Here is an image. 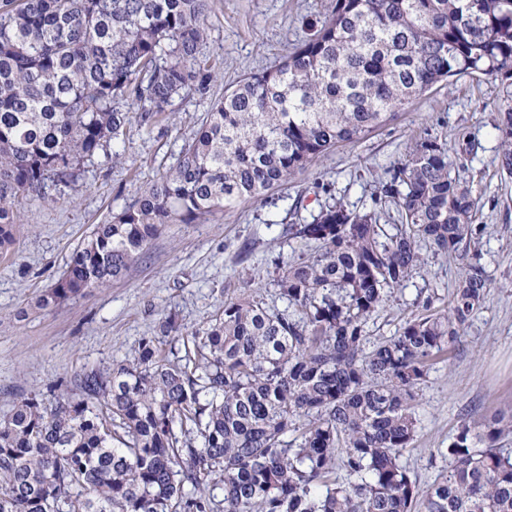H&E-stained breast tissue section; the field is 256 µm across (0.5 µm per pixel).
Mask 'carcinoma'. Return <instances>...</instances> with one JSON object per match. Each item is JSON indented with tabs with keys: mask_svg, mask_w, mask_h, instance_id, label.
<instances>
[{
	"mask_svg": "<svg viewBox=\"0 0 512 512\" xmlns=\"http://www.w3.org/2000/svg\"><path fill=\"white\" fill-rule=\"evenodd\" d=\"M207 0H0V250L12 201H55L84 167L183 92L205 97ZM501 81L512 173V0H336L277 65L211 102L176 163L72 253L47 308L125 275L167 224H195L285 185L406 111L434 84ZM447 145L414 144L381 188L401 223L321 204L288 236L319 250L281 270L280 311L248 297L180 337L169 314L133 358L86 370L51 405L0 422V512H512V416L464 423L424 498L402 464L431 362L454 346L489 280L475 261L448 313L425 305L376 343L366 325L424 263L467 254L484 228ZM183 341L175 362L164 339ZM297 434L293 442L288 433ZM346 473L329 483L334 470Z\"/></svg>",
	"mask_w": 512,
	"mask_h": 512,
	"instance_id": "cac0c4a2",
	"label": "carcinoma"
}]
</instances>
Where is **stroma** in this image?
<instances>
[{
  "label": "stroma",
  "instance_id": "obj_1",
  "mask_svg": "<svg viewBox=\"0 0 512 512\" xmlns=\"http://www.w3.org/2000/svg\"><path fill=\"white\" fill-rule=\"evenodd\" d=\"M336 0H209L210 36L202 49L216 65L209 97L182 94L149 122L133 119L119 158L98 157L63 200L13 202L14 243L0 253V420L33 394L69 385L85 369L132 358L159 319L176 312L183 334L206 327L225 302L252 295L281 309L275 263L314 252L288 239L319 203L377 210L381 223L399 221L381 187L412 145L434 137L469 187L483 225L472 244L490 286L461 340L431 365L417 396L416 437L403 454L420 490L447 465L440 451L462 424L478 425L495 411L512 415V174L499 164L495 130L498 79L465 76L438 83L410 108L357 143L341 145L266 197L246 200L196 224H170L120 280L41 309L36 301L63 274L72 252L95 225L139 197L191 141L211 99L243 75L277 65L306 37L308 20L331 13ZM425 263L366 326L368 336H393L417 305L443 312L465 260L425 251Z\"/></svg>",
  "mask_w": 512,
  "mask_h": 512
}]
</instances>
